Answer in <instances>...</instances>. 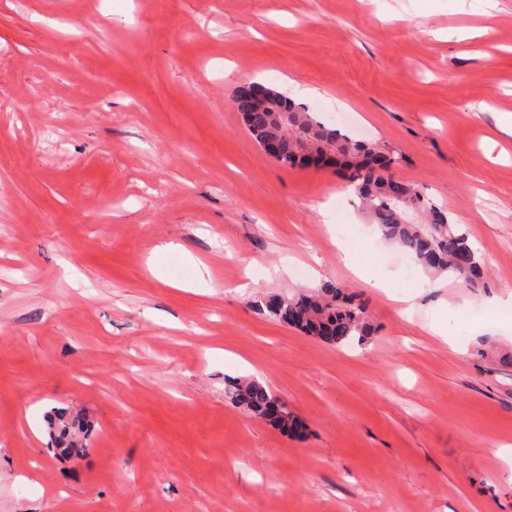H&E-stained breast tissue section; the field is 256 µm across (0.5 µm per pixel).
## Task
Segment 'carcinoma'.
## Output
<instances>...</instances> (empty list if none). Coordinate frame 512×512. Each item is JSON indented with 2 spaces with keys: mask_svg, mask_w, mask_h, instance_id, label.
I'll return each mask as SVG.
<instances>
[{
  "mask_svg": "<svg viewBox=\"0 0 512 512\" xmlns=\"http://www.w3.org/2000/svg\"><path fill=\"white\" fill-rule=\"evenodd\" d=\"M277 99L286 112L263 109L253 96L239 89L230 102L256 141L277 135L280 164L284 166L309 167V161L300 157L302 153L337 152L330 167L349 171V185L361 211L379 227L386 241L399 246L425 272L448 273L467 288L484 286V267L467 235L419 186L382 174L398 165L402 156L328 125L283 93H277ZM266 309L277 320L336 347L355 342L362 345L375 333L365 303L333 283L274 306L268 304ZM230 399L252 417L289 434L297 433L295 415L285 406L277 409L278 398L261 383L233 382ZM45 423L58 454L72 458L84 454L91 430L85 419L61 409L47 413Z\"/></svg>",
  "mask_w": 512,
  "mask_h": 512,
  "instance_id": "cac0c4a2",
  "label": "carcinoma"
}]
</instances>
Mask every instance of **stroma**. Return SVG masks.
Masks as SVG:
<instances>
[{
    "label": "stroma",
    "instance_id": "obj_1",
    "mask_svg": "<svg viewBox=\"0 0 512 512\" xmlns=\"http://www.w3.org/2000/svg\"><path fill=\"white\" fill-rule=\"evenodd\" d=\"M246 82L401 154L483 288L397 266L341 171L268 158L230 105ZM501 112L512 0H0V512H512V323L483 314L512 295ZM327 281L367 344L260 310ZM445 314L450 344L425 329ZM54 407L93 422L81 458L49 449ZM229 394V398L252 417L265 420L288 434L297 433L298 420L295 415L283 403L282 409L278 410L276 405L279 399L261 383L254 380L234 381Z\"/></svg>",
    "mask_w": 512,
    "mask_h": 512
}]
</instances>
